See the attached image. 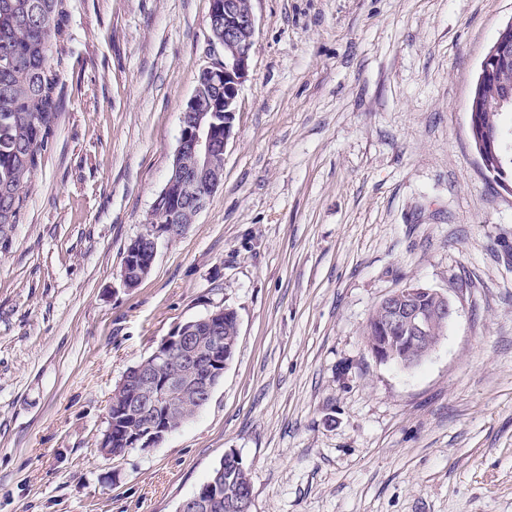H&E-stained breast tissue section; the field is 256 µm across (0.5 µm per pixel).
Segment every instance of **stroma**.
<instances>
[{"label": "stroma", "instance_id": "obj_1", "mask_svg": "<svg viewBox=\"0 0 512 512\" xmlns=\"http://www.w3.org/2000/svg\"><path fill=\"white\" fill-rule=\"evenodd\" d=\"M251 3L223 181L128 289L217 58L209 0H68L60 117L0 253V512H177L229 451L252 512H512V193L468 117L512 0ZM407 283L457 314L405 369L363 328ZM225 306L208 403L103 457L127 370Z\"/></svg>", "mask_w": 512, "mask_h": 512}]
</instances>
